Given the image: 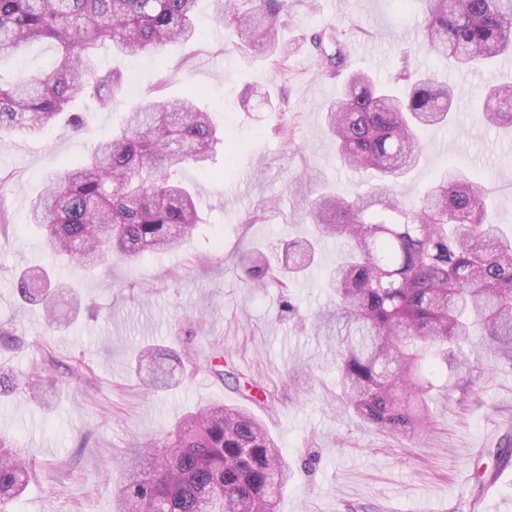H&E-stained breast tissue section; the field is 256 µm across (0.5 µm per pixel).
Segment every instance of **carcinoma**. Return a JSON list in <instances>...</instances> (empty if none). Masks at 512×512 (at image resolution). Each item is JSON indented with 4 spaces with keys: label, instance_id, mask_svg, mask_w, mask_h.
<instances>
[{
    "label": "carcinoma",
    "instance_id": "obj_1",
    "mask_svg": "<svg viewBox=\"0 0 512 512\" xmlns=\"http://www.w3.org/2000/svg\"><path fill=\"white\" fill-rule=\"evenodd\" d=\"M198 0H0V61L35 42L56 50L52 66L16 81L0 74V131H40L65 116L79 131L81 98L109 111L125 75L99 70L96 59L116 53L154 55L169 44L200 38ZM215 17L234 31V49L278 56L275 26L288 0H245L241 11L211 0ZM419 46L459 69L512 54V0H420ZM325 72L345 66L338 30L310 37ZM404 94L364 73L347 78L325 122L344 166L370 171L376 185L353 198L324 192L310 204L318 239L346 243L328 273L335 306L312 314L317 332H336L339 391L345 409L392 435L412 437L432 422L428 375L444 364L473 379L466 349L480 325L499 359L512 364V230L492 221L491 190L475 175L449 172L418 201L394 191L423 153L421 132L455 120L454 91L435 75L404 65L394 77ZM512 83L486 88L482 113L512 131ZM212 114L192 97L137 106L123 127L100 141L78 167L65 168L33 202L32 223L46 228L56 256L93 270L112 258L134 262L178 248L202 223L194 189L175 178L189 161L204 163L218 143ZM315 246L286 247L288 273L308 267ZM247 284L263 288L273 275L260 256L242 260ZM17 291L57 320L63 289L50 288L44 269L18 276ZM158 371L176 357L146 350ZM40 395L34 375L0 369V396ZM24 450L0 438V504L26 489ZM291 470L261 419L244 408L208 405L189 412L163 439L132 446L115 492V512H275Z\"/></svg>",
    "mask_w": 512,
    "mask_h": 512
}]
</instances>
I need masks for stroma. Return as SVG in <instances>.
<instances>
[{"instance_id":"stroma-1","label":"stroma","mask_w":512,"mask_h":512,"mask_svg":"<svg viewBox=\"0 0 512 512\" xmlns=\"http://www.w3.org/2000/svg\"><path fill=\"white\" fill-rule=\"evenodd\" d=\"M421 20L418 0H288L277 23L288 48L282 68L234 51L204 8L201 40L168 45L155 61L100 54L99 68H120L127 82L111 110L91 112L86 131L59 121L33 136L0 133V171L11 175L0 199L8 215L0 230V328L18 335L0 344V367L53 380L41 401L0 399V435L33 463L24 496L0 512H113L124 451L156 441L206 404L248 409L283 448L292 479L278 512H512V476L499 472L500 451L512 447V368L500 366L482 336L470 348L471 390L449 387L426 430L393 437L343 414L335 350L309 321L331 300L326 274L340 242L323 241L285 289L273 280L247 287L240 265L243 252L259 249L280 268L288 242L312 236L311 193L370 189L367 176L341 165L324 129L323 110L343 81L322 74L309 37L331 26L350 70L391 80L407 50L414 66L456 89L455 124L422 132L420 163L397 194L415 198L452 168L474 172L494 190L497 222L512 225V137L471 107L489 84L512 75V58L492 68L449 67L418 50ZM189 94L212 110L225 146L206 166L191 162L179 173L200 191L197 232L175 250L93 271L56 261L44 229L28 217L44 180L79 165L130 107ZM27 266L72 286L86 310L62 305V324H49L16 291ZM151 345L190 354L157 391L142 385L135 362ZM217 367L234 373L239 388L215 377ZM494 475L497 490L484 496Z\"/></svg>"}]
</instances>
